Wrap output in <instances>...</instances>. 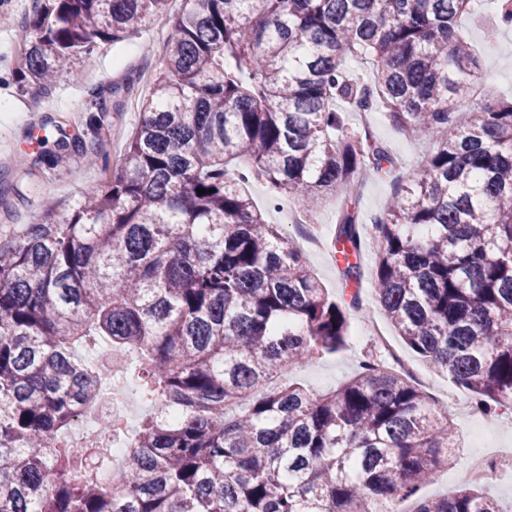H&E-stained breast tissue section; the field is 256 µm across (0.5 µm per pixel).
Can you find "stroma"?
<instances>
[{"mask_svg": "<svg viewBox=\"0 0 512 512\" xmlns=\"http://www.w3.org/2000/svg\"><path fill=\"white\" fill-rule=\"evenodd\" d=\"M32 7L33 0H6L0 7L8 15L6 22L0 24V170L13 167L20 155L35 162L32 176L20 183V195L11 196L0 206V238L6 240L20 235L26 225L39 221L47 204L68 206L106 185L109 173L87 165L73 152L57 149L56 129L64 126L74 131L86 121L89 88L132 81L131 91L120 98V111L111 115L107 132L112 155H119L127 135L140 120V102L151 91L170 32L165 19H156L121 41L94 45L90 62L67 61L50 89L34 85L22 87L13 82L11 70L28 36L21 20ZM495 19L496 10L490 0H478L476 12L461 19L458 30L473 46L480 61L485 93L511 95L512 66L508 65L506 57L496 55L484 40L485 31ZM368 124L374 138L394 158L396 165L391 177L365 180L356 208L366 221L387 208L394 193V178L416 170L424 153L433 146L432 140L406 136L389 122L383 111L373 112ZM361 298V311L351 312L349 316L350 337L346 346L337 353L295 368L290 375L292 381L314 392H327L357 372L359 359L373 348L371 339L363 333L361 322L363 314L377 312L370 283H363ZM388 338L411 372L427 377V387L437 408L445 409L450 386L447 375L418 358L396 333H389ZM483 419L480 413L468 419L454 418L453 424L462 442L460 453L454 463L439 472L435 481L423 488V495L451 494L473 477L472 459L512 451V435L485 436L481 431Z\"/></svg>", "mask_w": 512, "mask_h": 512, "instance_id": "1", "label": "stroma"}]
</instances>
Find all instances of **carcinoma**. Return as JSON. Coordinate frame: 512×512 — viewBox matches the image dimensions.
Listing matches in <instances>:
<instances>
[{"label": "carcinoma", "instance_id": "obj_1", "mask_svg": "<svg viewBox=\"0 0 512 512\" xmlns=\"http://www.w3.org/2000/svg\"><path fill=\"white\" fill-rule=\"evenodd\" d=\"M35 2L20 84L45 88L157 17L170 34L106 188L0 242V512H500L480 477L419 495L459 441L377 354L326 394L273 384L345 345L367 278L410 350L482 413L512 408V99L476 95L456 32L473 0ZM357 50L373 61L359 77L344 66ZM339 100L413 138L443 134L370 235L357 190L394 159ZM107 116L72 138L90 165L109 163ZM253 176L269 204L311 217L342 195L331 247L349 301L266 222ZM82 344L139 351L128 375L150 411L75 450L65 433L110 375L74 356Z\"/></svg>", "mask_w": 512, "mask_h": 512}]
</instances>
